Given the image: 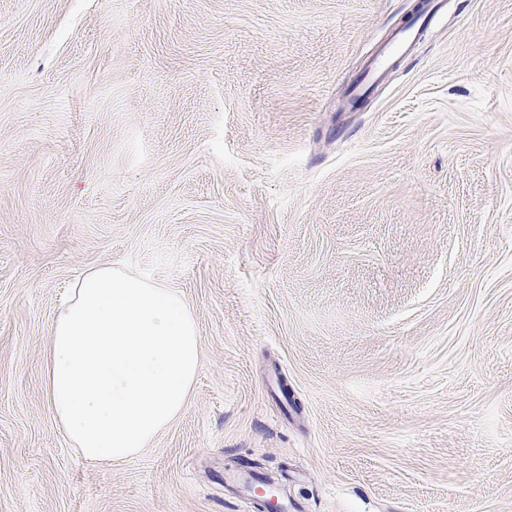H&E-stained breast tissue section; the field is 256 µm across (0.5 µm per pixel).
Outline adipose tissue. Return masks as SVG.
I'll return each mask as SVG.
<instances>
[{"label": "adipose tissue", "instance_id": "obj_1", "mask_svg": "<svg viewBox=\"0 0 512 512\" xmlns=\"http://www.w3.org/2000/svg\"><path fill=\"white\" fill-rule=\"evenodd\" d=\"M47 345L51 414L94 462L138 456L181 416L201 355L182 293L109 264L83 274L57 304Z\"/></svg>", "mask_w": 512, "mask_h": 512}]
</instances>
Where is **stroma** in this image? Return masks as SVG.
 I'll return each mask as SVG.
<instances>
[{"instance_id": "stroma-1", "label": "stroma", "mask_w": 512, "mask_h": 512, "mask_svg": "<svg viewBox=\"0 0 512 512\" xmlns=\"http://www.w3.org/2000/svg\"><path fill=\"white\" fill-rule=\"evenodd\" d=\"M0 0V512H512V0ZM193 305L186 411L86 460V270Z\"/></svg>"}]
</instances>
